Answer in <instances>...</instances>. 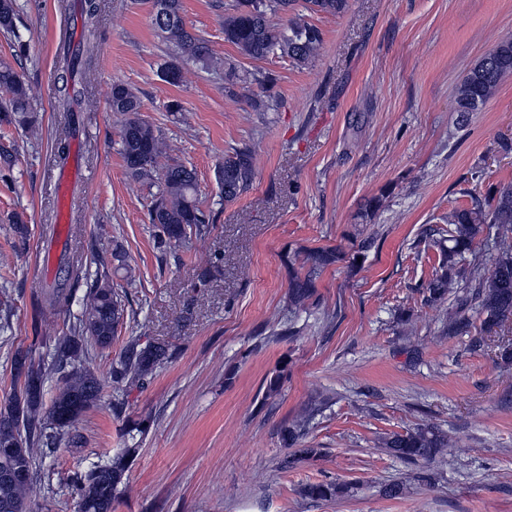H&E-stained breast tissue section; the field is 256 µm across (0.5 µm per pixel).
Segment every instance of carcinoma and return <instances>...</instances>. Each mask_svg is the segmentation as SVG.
I'll list each match as a JSON object with an SVG mask.
<instances>
[{"mask_svg": "<svg viewBox=\"0 0 512 512\" xmlns=\"http://www.w3.org/2000/svg\"><path fill=\"white\" fill-rule=\"evenodd\" d=\"M166 15L152 16V24L170 48V59L160 69L161 78L172 85L182 82L181 63L185 59L201 68L217 73L222 62L204 41L191 32L182 17V0H164ZM296 0H237L224 13V41L234 45L242 55L263 59L278 54L304 65L317 55L321 32L295 14L286 27L275 28L271 15L294 11ZM348 0H305L309 13L329 15L345 11ZM81 12L88 35H94L99 24V0H81ZM15 0H0V32L16 35ZM92 46L82 41L65 46L61 52L62 66L57 92L66 112H81L89 103L85 88L75 83L76 72L90 58ZM512 76V37L502 39L496 47L472 67L455 92L456 111L464 119L476 112ZM0 124L32 127L29 115L31 86L15 68L0 63ZM110 111L120 118L121 154L127 174L137 180H157L158 190L149 210L150 223L156 228V247L160 258L169 250L192 238L210 234L209 217L199 207L197 174L194 168L172 162L159 165L166 143L161 132L142 119L138 92L129 85L116 83L109 98ZM224 192V201L239 198L252 183V152L243 147L224 157L217 171ZM444 221L450 228L448 236L434 240L441 261L427 286L428 298L440 301L458 287V264L471 252L485 227L497 226V257L487 277L475 283L473 295L480 301L487 327L500 326L512 318V186L502 187L483 199L474 198L471 205L448 212ZM338 259L333 248L308 251L304 263L309 270L304 277L289 283L288 299L294 307H302L315 294L319 272ZM97 272L90 276L87 264L67 257L59 267L54 281L41 289L36 299V317L70 305L75 293L84 289L82 310L68 334L57 337L49 350L46 341L34 336L32 343L12 356V369L19 388L0 407V512H31L27 500L30 486L42 479L43 459L55 450L57 438L64 436L74 449L84 447V437L77 425L85 413L101 399L103 390L112 389V406L120 410L135 390L148 386L158 369L175 355L171 347L159 341L142 343L130 338L112 358L106 376L84 367L89 349L112 348L118 329L128 316L122 296L115 290L112 273L124 265V250L116 244L110 256L97 255ZM468 316L460 311L448 314V333L468 330ZM62 381L45 403V386L52 376ZM151 418L142 417L128 426L124 446L105 459L73 475L79 494L78 512H112V503L119 495V485L131 462L140 452L141 440L150 428ZM305 423L286 426L281 431L283 446L290 452L281 460L284 469L319 457L316 448L302 444ZM384 446L396 457L409 462L429 463L448 447V435L432 428H417L403 434L394 433ZM340 492L334 483H313L304 487L303 495L314 501L330 500Z\"/></svg>", "mask_w": 512, "mask_h": 512, "instance_id": "obj_1", "label": "carcinoma"}]
</instances>
